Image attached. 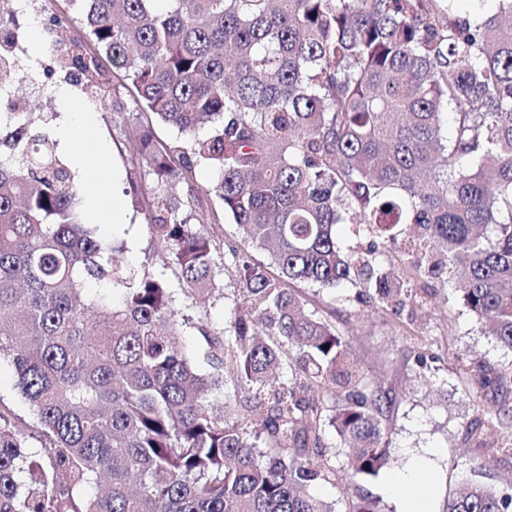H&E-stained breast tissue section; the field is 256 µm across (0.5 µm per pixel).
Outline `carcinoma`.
I'll return each mask as SVG.
<instances>
[{"mask_svg":"<svg viewBox=\"0 0 512 512\" xmlns=\"http://www.w3.org/2000/svg\"><path fill=\"white\" fill-rule=\"evenodd\" d=\"M70 2L82 34L44 77L99 97L103 60L123 71L180 136L138 132V163L189 203L196 169L216 171L211 192L270 263L231 252L224 326L179 312L165 279L115 262L121 247L83 224V187L32 128L39 101L0 86V360L42 438L28 452L0 413V512H336L310 492L339 478L324 436L373 480L394 463L387 396L294 284L362 286L397 313L411 283L443 279L512 349V0L488 17L453 0ZM17 15L0 0V30ZM17 62L0 38V71ZM145 221L185 291L224 295L221 256L168 194ZM340 224L367 247H343ZM285 356L292 383L273 376ZM443 512H512V494L466 478Z\"/></svg>","mask_w":512,"mask_h":512,"instance_id":"cac0c4a2","label":"carcinoma"}]
</instances>
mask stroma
<instances>
[{
  "label": "stroma",
  "instance_id": "1",
  "mask_svg": "<svg viewBox=\"0 0 512 512\" xmlns=\"http://www.w3.org/2000/svg\"><path fill=\"white\" fill-rule=\"evenodd\" d=\"M52 14L69 18L68 29L48 32L43 20ZM76 16L67 0H33L31 8L18 16V65L0 73V82L19 95H42L50 129H57L71 102H78L82 111L90 113L98 143L108 156L106 187L120 196L122 211L121 223L94 224L93 231L105 242L124 243L120 255L124 263L168 278L175 291V307L188 310L192 301L178 291V282L167 267L168 250L152 239L141 210L158 185L147 168L132 167L129 161L133 129L152 125L162 142L174 139L175 130L156 123L152 115L136 106L131 85L121 72H113L112 91L102 104L76 88L69 97L59 96L63 77L50 82L40 79L41 64L52 54L55 43L76 34ZM214 179L210 168H197L196 181L206 193L194 206L186 205L183 184L167 186L166 191L181 201L182 217L197 231L214 237L218 253L225 256L242 246L243 234L225 216L219 199L209 194ZM413 291L415 303L395 314L379 310L371 299L359 298L354 288L323 292L311 285L305 288L310 302L335 322L356 365L388 390L392 404L386 425L393 456L401 463L409 457L432 459L440 475L436 512H441L457 482L475 472L482 473L485 483L512 492V421L501 423L491 412L497 401L512 406V349L488 336L453 286L422 279L414 283ZM477 357L495 379L484 389L473 373L472 361ZM423 365L434 372L435 382L420 377ZM0 412L27 435L29 447L40 448L37 425L18 394L15 371L6 361L0 363ZM383 485L380 477L360 485L343 472L335 485L316 488L315 493L335 501L336 512H345L349 502L362 493L377 500L383 512H397L396 501Z\"/></svg>",
  "mask_w": 512,
  "mask_h": 512
}]
</instances>
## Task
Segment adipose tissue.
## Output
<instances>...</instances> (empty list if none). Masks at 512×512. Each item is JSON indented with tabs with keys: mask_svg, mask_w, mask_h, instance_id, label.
I'll list each match as a JSON object with an SVG mask.
<instances>
[{
	"mask_svg": "<svg viewBox=\"0 0 512 512\" xmlns=\"http://www.w3.org/2000/svg\"><path fill=\"white\" fill-rule=\"evenodd\" d=\"M59 138L67 146L76 148L73 160L84 171V187L93 191L96 202L93 216L97 223H104L106 213H119V199L109 198L104 190L108 158L104 151H97L93 165H86L83 151L94 145V131L90 117L80 110L64 113L60 121ZM435 473L423 460L411 462L405 469L394 471L386 477V487L394 499L403 504L402 512H432L431 490Z\"/></svg>",
	"mask_w": 512,
	"mask_h": 512,
	"instance_id": "ef3b65f1",
	"label": "adipose tissue"
}]
</instances>
